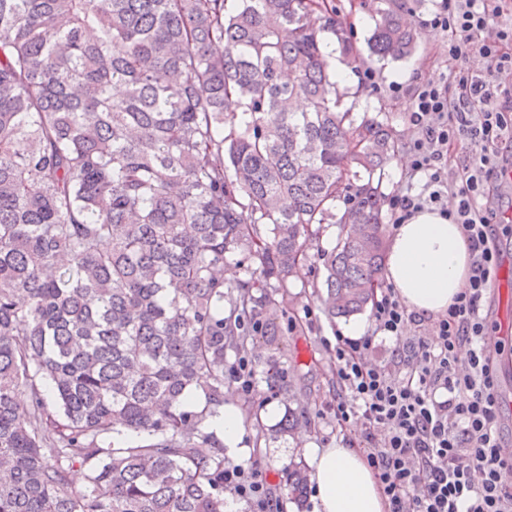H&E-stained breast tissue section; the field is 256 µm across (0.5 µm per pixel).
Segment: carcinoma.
Returning a JSON list of instances; mask_svg holds the SVG:
<instances>
[{"instance_id":"1","label":"carcinoma","mask_w":512,"mask_h":512,"mask_svg":"<svg viewBox=\"0 0 512 512\" xmlns=\"http://www.w3.org/2000/svg\"><path fill=\"white\" fill-rule=\"evenodd\" d=\"M317 8L0 0V512H225L224 350L271 327L313 225L340 229L328 315L372 302L397 139L356 115ZM416 41L382 9L370 57ZM287 486L303 505L301 465Z\"/></svg>"}]
</instances>
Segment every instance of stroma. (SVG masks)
Instances as JSON below:
<instances>
[{
    "label": "stroma",
    "instance_id": "stroma-1",
    "mask_svg": "<svg viewBox=\"0 0 512 512\" xmlns=\"http://www.w3.org/2000/svg\"><path fill=\"white\" fill-rule=\"evenodd\" d=\"M326 7L341 10L351 25L353 40L358 48H365L374 25L375 12L381 0H320ZM407 22L419 33L415 52L401 61L377 63L385 81L410 84L412 82H443L449 80L451 66L446 52V35L442 31L422 26V18L434 10L435 0H397ZM369 105H385L388 120L393 126L400 148L385 171L382 189L392 197L407 186L405 173L406 145L413 136L405 113L408 102L384 92L367 91ZM337 227L323 225L319 236L308 252V258L289 281L288 301L283 309L274 312L278 326L276 335L249 337L246 352L256 363L257 373H264L268 361H276L286 381L276 388L257 382L251 397H243L236 386L225 385V394L231 395L243 415L264 416L265 433H258L254 425H247L240 452L226 455L229 463L247 464L259 461L267 485L279 503V512H296L286 495L285 477L290 463L303 457L305 448H334L346 445L349 429L337 426L332 406L336 398V379L332 374L333 354L327 341L337 330L346 326L345 320L329 322L315 293L322 285L326 270L324 255L336 245ZM512 303V255L504 259L493 282L489 299L490 317L488 335L496 339L499 351V394L502 400L501 429L506 447L512 448V333L501 335L500 318L503 302ZM279 413L305 409L309 429L303 447H296L290 437L277 435L274 420L268 419L269 407Z\"/></svg>",
    "mask_w": 512,
    "mask_h": 512
}]
</instances>
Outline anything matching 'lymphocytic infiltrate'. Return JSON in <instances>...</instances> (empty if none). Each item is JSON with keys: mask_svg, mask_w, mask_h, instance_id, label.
<instances>
[{"mask_svg": "<svg viewBox=\"0 0 512 512\" xmlns=\"http://www.w3.org/2000/svg\"><path fill=\"white\" fill-rule=\"evenodd\" d=\"M448 37L451 84L408 86L388 92L408 100L414 132L407 145V180L420 191L390 199L392 223L424 209L448 215L469 243L468 286L433 319L408 311L394 289L373 304L371 333L337 336L333 347L336 423L362 421L353 440L373 470L389 512H512V457L502 454L500 403L493 355L485 345L484 313L501 254L512 245V225H497L491 187L512 170V93L490 92L478 68L512 69V10L506 0H439L426 21ZM467 145L460 169L450 150ZM456 207H448L447 196ZM433 333L417 334L423 323ZM396 342L387 364L367 354L376 338ZM224 485L268 512L259 465L228 464Z\"/></svg>", "mask_w": 512, "mask_h": 512, "instance_id": "1", "label": "lymphocytic infiltrate"}]
</instances>
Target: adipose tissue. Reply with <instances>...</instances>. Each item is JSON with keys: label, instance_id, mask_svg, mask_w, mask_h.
<instances>
[{"label": "adipose tissue", "instance_id": "1", "mask_svg": "<svg viewBox=\"0 0 512 512\" xmlns=\"http://www.w3.org/2000/svg\"><path fill=\"white\" fill-rule=\"evenodd\" d=\"M469 263L458 225L438 211L422 210L390 232L386 280L408 310L446 313L468 284ZM310 467L314 512H388L378 481L358 449H311Z\"/></svg>", "mask_w": 512, "mask_h": 512}]
</instances>
